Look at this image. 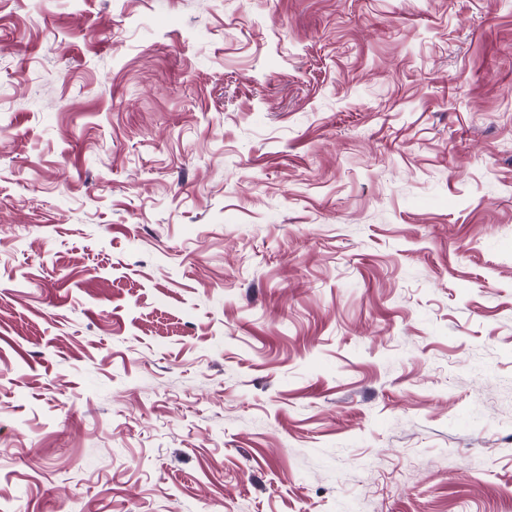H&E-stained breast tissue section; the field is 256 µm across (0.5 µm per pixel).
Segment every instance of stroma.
<instances>
[{"label": "stroma", "instance_id": "obj_1", "mask_svg": "<svg viewBox=\"0 0 512 512\" xmlns=\"http://www.w3.org/2000/svg\"><path fill=\"white\" fill-rule=\"evenodd\" d=\"M0 512H512V0H0Z\"/></svg>", "mask_w": 512, "mask_h": 512}]
</instances>
